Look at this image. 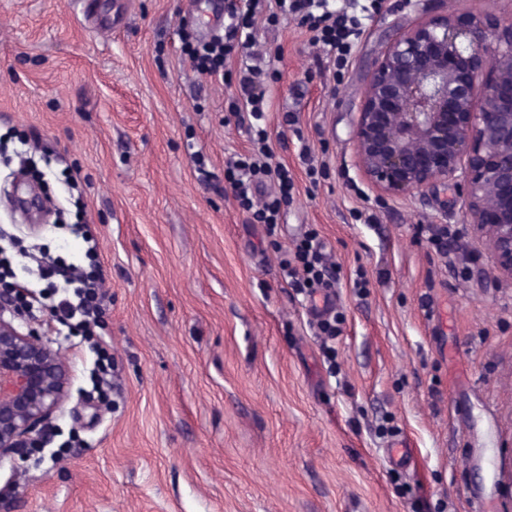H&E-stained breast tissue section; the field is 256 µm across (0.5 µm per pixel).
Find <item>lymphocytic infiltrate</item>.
Segmentation results:
<instances>
[{"label": "lymphocytic infiltrate", "mask_w": 512, "mask_h": 512, "mask_svg": "<svg viewBox=\"0 0 512 512\" xmlns=\"http://www.w3.org/2000/svg\"><path fill=\"white\" fill-rule=\"evenodd\" d=\"M316 0H230L228 4L229 28L235 34L234 42L215 40L200 48L191 49L188 57L195 71L212 79L224 77V67L233 57H244L246 66L239 71L237 99L239 111L261 118L269 101L263 85V68L258 64L259 53L251 28L257 15H277L288 10L303 14L305 22L316 38L338 57H345L353 41L360 33V22L345 15L330 12L314 14L312 8ZM226 178L232 185L237 201L243 206H251L252 195L256 192L262 177L269 176L277 181L279 193L265 201L256 209L257 222L276 225L279 222L283 205L288 204L294 190V180L286 165L275 162L273 151L265 131H257L256 143L251 151L231 156L226 161ZM87 245L85 256L88 267L61 265L48 255L23 254L21 267L26 272L52 273L58 276L56 298L52 305L43 306L37 297H30L28 306L32 309H48L53 321L62 327H81L85 333H92L106 297L103 288L104 277L99 260V244L94 235L84 225H76ZM323 245L305 240L296 246L293 261L284 263L283 275L289 285L306 288L310 291L329 290L335 281L332 271L322 263Z\"/></svg>", "instance_id": "f902f5d3"}]
</instances>
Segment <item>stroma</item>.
<instances>
[{
	"instance_id": "1",
	"label": "stroma",
	"mask_w": 512,
	"mask_h": 512,
	"mask_svg": "<svg viewBox=\"0 0 512 512\" xmlns=\"http://www.w3.org/2000/svg\"><path fill=\"white\" fill-rule=\"evenodd\" d=\"M389 10L421 16L357 0L338 64L297 19L257 20L259 125L295 180L272 229L224 180L252 135L231 110L240 64L211 80L182 41L224 26L181 0H0V289L27 251L84 263L85 224L107 292L93 338L37 316L70 395L0 460V512H512V280L455 193L384 199L353 166ZM312 234L336 271L322 316L281 276Z\"/></svg>"
}]
</instances>
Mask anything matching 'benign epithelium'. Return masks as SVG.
<instances>
[{"mask_svg":"<svg viewBox=\"0 0 512 512\" xmlns=\"http://www.w3.org/2000/svg\"><path fill=\"white\" fill-rule=\"evenodd\" d=\"M349 132L360 176L424 201L453 186L461 223L512 279V21L449 13L385 23ZM67 365L13 289L0 291V459L37 443L68 398Z\"/></svg>","mask_w":512,"mask_h":512,"instance_id":"7a95c632","label":"benign epithelium"}]
</instances>
